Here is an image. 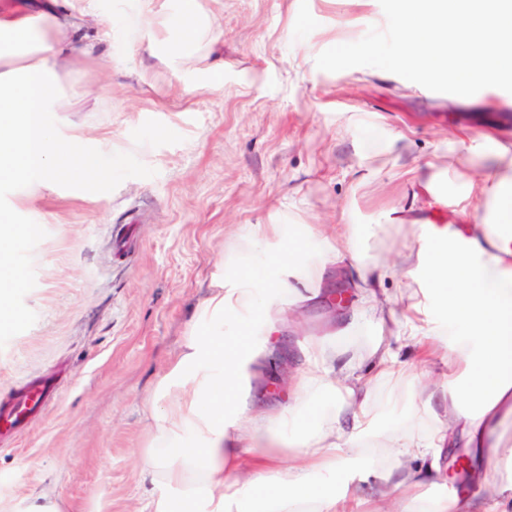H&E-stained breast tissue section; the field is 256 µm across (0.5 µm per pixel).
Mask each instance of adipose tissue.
I'll use <instances>...</instances> for the list:
<instances>
[{"label": "adipose tissue", "instance_id": "obj_1", "mask_svg": "<svg viewBox=\"0 0 512 512\" xmlns=\"http://www.w3.org/2000/svg\"><path fill=\"white\" fill-rule=\"evenodd\" d=\"M122 25L131 36L166 31L162 44L175 54L214 37L199 0H182L174 17L150 7ZM75 27V16L60 13L56 0H28L24 11L0 12L1 185L34 172L87 183L104 175L94 151L80 139L55 137L47 121L48 113L69 104L63 74L96 62L90 50L78 49ZM481 200L494 204V220L420 224L426 247L400 259L409 275L429 282L448 312L447 326L429 330L435 344L449 346L452 327L463 336L462 345L449 348L467 378L462 394L451 381L429 390L424 404L435 420L429 435L398 438L411 466L374 473L362 487L337 486L341 469L363 465L359 437L370 421L371 381L358 374L346 352L323 339L310 341L296 371V402L275 410L247 383L251 365L274 352V344L193 329L158 384L173 400L147 409L151 433L141 462L154 488L148 512H175L173 490L184 495L191 512H512V485H500L488 470L481 480L489 497L423 493L443 480L445 448H483L489 422L512 413V155L502 154L500 168L479 172L456 206L465 212ZM349 234V225L341 224L336 236L320 235L313 259L295 248L281 251L277 276L263 283L212 273L196 306L197 321L230 317L248 323L258 291H265L268 304H284L296 280L305 286L303 301H321L325 282L350 260L337 245ZM312 393L330 409L317 428L300 417L299 398ZM188 433L194 438L189 447L183 444ZM287 433L296 445V463L285 469L277 446ZM392 483L402 493L390 502L385 489Z\"/></svg>", "mask_w": 512, "mask_h": 512}]
</instances>
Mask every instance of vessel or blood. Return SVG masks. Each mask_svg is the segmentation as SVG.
Listing matches in <instances>:
<instances>
[{"label":"vessel or blood","instance_id":"vessel-or-blood-1","mask_svg":"<svg viewBox=\"0 0 512 512\" xmlns=\"http://www.w3.org/2000/svg\"><path fill=\"white\" fill-rule=\"evenodd\" d=\"M57 383L49 378L25 382L10 397L0 399V434L25 429L56 400Z\"/></svg>","mask_w":512,"mask_h":512}]
</instances>
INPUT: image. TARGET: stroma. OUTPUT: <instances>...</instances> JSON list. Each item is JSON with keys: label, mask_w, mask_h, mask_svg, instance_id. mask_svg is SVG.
<instances>
[{"label": "stroma", "mask_w": 512, "mask_h": 512, "mask_svg": "<svg viewBox=\"0 0 512 512\" xmlns=\"http://www.w3.org/2000/svg\"><path fill=\"white\" fill-rule=\"evenodd\" d=\"M90 2L100 20L81 26L78 42L112 65L69 72L74 105L48 122L86 138L105 176L92 186L38 174L0 186V211L37 227L11 249L24 279L12 291L16 320L0 322V397L31 378L60 382L45 416L0 442V512L42 492L66 512H145V402L216 260L271 278L277 247H245L264 225L352 224L361 263L383 270L380 289L402 315L426 289L397 266L423 245L417 222L492 219V208L463 214L454 202L466 173L512 150V93L462 97L374 67L317 68L322 51L385 28L379 0H199L221 32L190 59L149 53V32L137 42L102 37L139 0ZM421 178L438 199L423 211L413 199ZM338 320L319 303L286 305L258 309L246 327L225 320L223 332L261 341L274 329L294 352L328 335L358 363L379 337L401 345L393 324L368 316L341 334ZM447 378L433 357L373 379L372 469L403 466L396 438L430 425L419 384Z\"/></svg>", "instance_id": "1"}]
</instances>
